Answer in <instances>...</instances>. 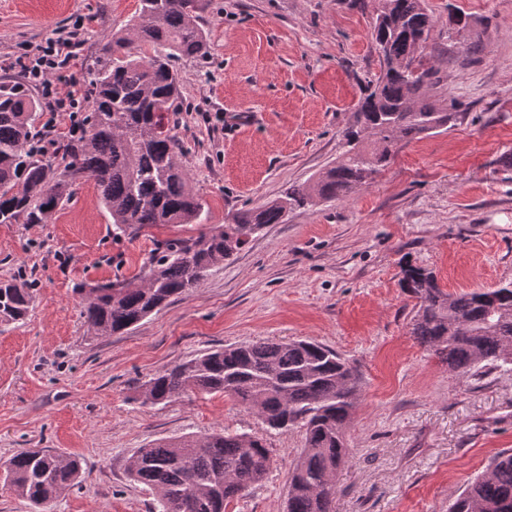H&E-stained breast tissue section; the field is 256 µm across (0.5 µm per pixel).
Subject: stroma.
<instances>
[{
	"mask_svg": "<svg viewBox=\"0 0 512 512\" xmlns=\"http://www.w3.org/2000/svg\"><path fill=\"white\" fill-rule=\"evenodd\" d=\"M209 42L179 59L187 110L176 129L208 224L314 181L342 152V132L380 73L371 38L378 0H204ZM433 17L438 88L462 104L445 130L401 141L391 163L350 197L267 225L200 287L121 335L94 338L79 289L141 283L157 243L196 224L114 234L94 180L45 224H0V281L28 280L34 304L0 327V458L47 448L81 460L86 480L53 512H153L154 494L126 465L139 448L229 428L263 439L271 465L226 512H287L301 428L266 431L233 398L185 393L142 404L157 372L253 340L326 346L360 378L336 473V512H448L498 452L512 450V370L448 369L410 333L414 299L401 262L434 271L458 293L512 281V0H424ZM138 0H0L6 58L88 18L80 57L58 88H89L106 35ZM459 11L478 33L449 39Z\"/></svg>",
	"mask_w": 512,
	"mask_h": 512,
	"instance_id": "stroma-1",
	"label": "stroma"
}]
</instances>
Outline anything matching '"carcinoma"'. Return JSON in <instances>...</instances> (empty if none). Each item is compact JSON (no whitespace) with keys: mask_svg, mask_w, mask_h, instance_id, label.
Masks as SVG:
<instances>
[{"mask_svg":"<svg viewBox=\"0 0 512 512\" xmlns=\"http://www.w3.org/2000/svg\"><path fill=\"white\" fill-rule=\"evenodd\" d=\"M202 0H139L128 26L101 48L80 134L55 142V164L37 146L41 103L20 79L0 77V224H45L89 176L117 235L148 224H200L204 205L190 187L185 151L173 133L186 110L172 61L208 53L200 27ZM433 19L422 0H379L371 37L381 72L344 132L346 150L313 183L293 184L274 200L240 209L225 224L165 243L137 285L80 288L82 314L94 336L122 334L173 298L199 287L208 274L245 247L268 224L320 200H340L370 184L402 139L455 125V103L437 88ZM468 36L462 14L448 37ZM400 286L417 300L410 333L449 368L512 366V282L450 294L433 271L410 262ZM34 302L26 281L0 282V325L23 320ZM359 378L335 351L307 341H252L208 351L152 376L145 403L161 404L186 392L227 394L270 430L298 426L305 448L291 472L288 512H334L336 471L349 459L345 429L353 416ZM270 466L268 449L246 432L224 430L138 449L131 479L155 493L157 512H219L247 495ZM0 474L34 512H51L67 490L82 484L76 457L22 450L0 464ZM449 512H512V452L495 455Z\"/></svg>","mask_w":512,"mask_h":512,"instance_id":"cac0c4a2","label":"carcinoma"}]
</instances>
